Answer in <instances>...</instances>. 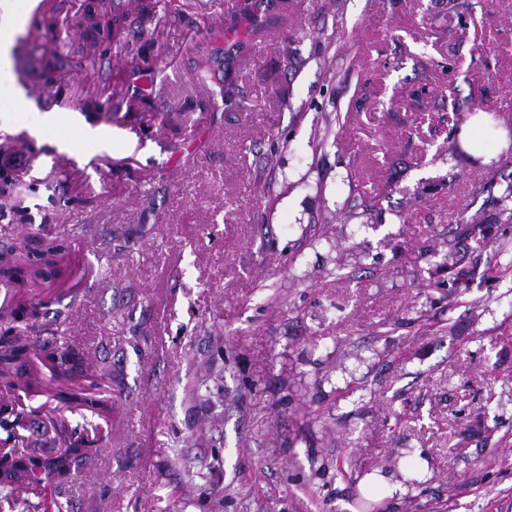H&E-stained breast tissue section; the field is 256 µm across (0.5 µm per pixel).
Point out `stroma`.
Listing matches in <instances>:
<instances>
[{"instance_id": "35a3bbf8", "label": "stroma", "mask_w": 512, "mask_h": 512, "mask_svg": "<svg viewBox=\"0 0 512 512\" xmlns=\"http://www.w3.org/2000/svg\"><path fill=\"white\" fill-rule=\"evenodd\" d=\"M180 2L91 41L98 0H38L0 69V250L62 240L28 293L112 394L73 512H512V223L479 189L512 178V0H256L228 104L199 65L236 0Z\"/></svg>"}]
</instances>
